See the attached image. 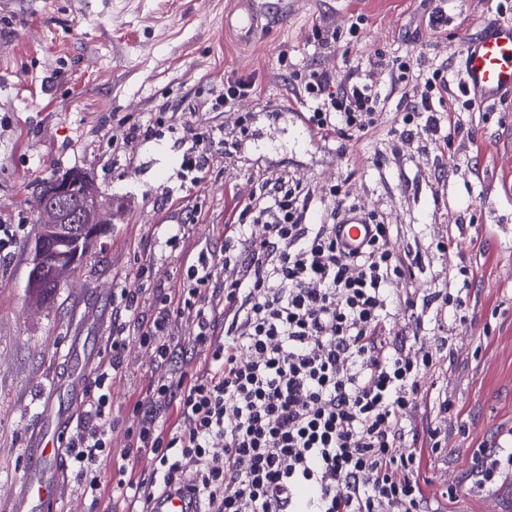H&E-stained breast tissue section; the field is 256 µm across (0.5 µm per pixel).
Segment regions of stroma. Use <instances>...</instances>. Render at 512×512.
Masks as SVG:
<instances>
[{"label": "stroma", "instance_id": "obj_1", "mask_svg": "<svg viewBox=\"0 0 512 512\" xmlns=\"http://www.w3.org/2000/svg\"><path fill=\"white\" fill-rule=\"evenodd\" d=\"M233 0H0V228L14 241L0 253V512L26 469L28 432L51 388L59 406L70 403L63 382L74 369L71 337L91 355L82 367L94 379L108 354L112 295L137 290L141 265L155 283L178 281L192 248L224 243L231 188L262 178L293 175L310 187L342 185L346 202L398 225L401 245L421 248L413 288L444 287L460 254L483 265L471 294L476 319L457 327L453 357H441L421 403L439 393L456 405L447 424L453 435L420 477L448 512H512V483L485 492L465 483L472 455L512 428V244L490 237L487 225L512 227V112L469 101L461 57L482 20L512 21V0H454L446 33L428 24L440 0H271L272 18L251 45L224 32ZM361 29L349 59L320 36ZM287 53L297 67L368 68L378 53L409 57L414 70L448 73L450 99L464 117L448 153L429 140L402 142L396 120L407 109L403 85L376 81L385 119L371 135L307 142L288 113L298 111L277 62ZM234 72L261 81L260 98L237 111L250 113L248 138L232 155L216 151L198 187H187L180 162L192 134L230 132L233 120L213 108ZM150 127L132 144L124 125ZM383 166H376V158ZM89 174L111 208L110 224L67 282L42 302L27 285L37 227L34 195L55 173ZM200 210L198 223L186 221ZM184 227V248L165 240ZM453 233L461 250L429 249L431 238ZM126 393L116 394L121 423L133 420L130 394L146 391L156 375L137 340L125 351ZM457 494L445 498L449 487Z\"/></svg>", "mask_w": 512, "mask_h": 512}]
</instances>
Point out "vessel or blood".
Masks as SVG:
<instances>
[{
  "label": "vessel or blood",
  "mask_w": 512,
  "mask_h": 512,
  "mask_svg": "<svg viewBox=\"0 0 512 512\" xmlns=\"http://www.w3.org/2000/svg\"><path fill=\"white\" fill-rule=\"evenodd\" d=\"M261 20L257 0H237L236 8L224 16V28L248 44L259 31ZM461 65L466 88L477 103L512 112V23L496 21L482 29L466 44ZM342 222L345 241L357 245L364 237L363 216L349 211ZM69 422V415L52 412L45 427L30 435L25 451L27 476L14 489L13 512H54L62 493L60 475L64 470L58 436Z\"/></svg>",
  "instance_id": "vessel-or-blood-1"
}]
</instances>
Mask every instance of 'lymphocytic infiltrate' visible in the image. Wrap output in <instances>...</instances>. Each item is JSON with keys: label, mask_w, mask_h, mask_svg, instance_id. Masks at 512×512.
Returning a JSON list of instances; mask_svg holds the SVG:
<instances>
[{"label": "lymphocytic infiltrate", "mask_w": 512, "mask_h": 512, "mask_svg": "<svg viewBox=\"0 0 512 512\" xmlns=\"http://www.w3.org/2000/svg\"><path fill=\"white\" fill-rule=\"evenodd\" d=\"M412 82L419 97L400 135L451 149L461 115L441 69L379 56L343 75L290 70L289 83L315 140L362 137L383 120L375 77ZM230 135L196 137L182 168L204 172L216 150L238 149L248 118L234 112ZM312 189L278 176L234 193L224 248H205L178 287L152 291L150 319L138 293L112 296L109 360L94 379L83 418L66 443L83 497L99 501L102 469L115 466L109 494L117 512H150L158 496L192 483L202 512H440L419 475L424 450L439 452L447 431L421 424L419 397L469 319L477 268L461 259L448 286L419 294L411 283L420 251L397 246V225L368 213L366 239L346 250L336 229L346 207L331 185ZM192 322L188 338L174 333ZM148 350L156 375L121 426L112 396L126 380L129 338ZM123 428L121 465L112 433ZM150 458L147 474L130 463ZM512 476V448L476 449L468 482L493 488Z\"/></svg>", "instance_id": "lymphocytic-infiltrate-1"}]
</instances>
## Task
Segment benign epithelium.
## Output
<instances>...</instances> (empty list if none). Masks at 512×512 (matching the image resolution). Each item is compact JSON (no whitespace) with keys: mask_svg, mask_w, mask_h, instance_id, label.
Listing matches in <instances>:
<instances>
[{"mask_svg":"<svg viewBox=\"0 0 512 512\" xmlns=\"http://www.w3.org/2000/svg\"><path fill=\"white\" fill-rule=\"evenodd\" d=\"M36 199L38 223L46 235L67 233L70 226L83 224L91 231L83 243L88 248L107 223L97 185L82 174L54 177L36 193Z\"/></svg>","mask_w":512,"mask_h":512,"instance_id":"obj_1","label":"benign epithelium"}]
</instances>
